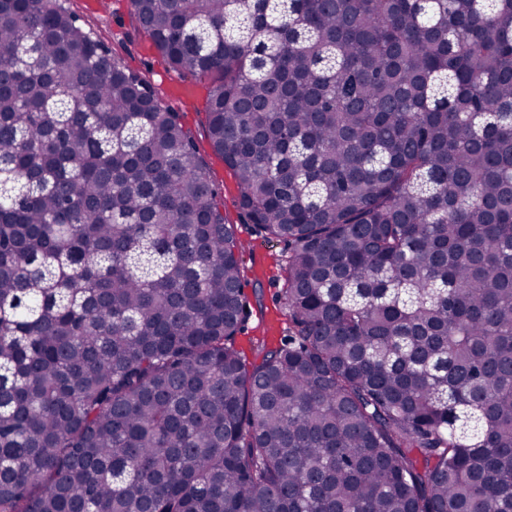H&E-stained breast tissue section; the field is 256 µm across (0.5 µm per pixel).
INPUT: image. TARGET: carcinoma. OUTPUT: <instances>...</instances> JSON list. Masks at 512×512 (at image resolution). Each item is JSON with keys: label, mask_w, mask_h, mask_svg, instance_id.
Listing matches in <instances>:
<instances>
[{"label": "carcinoma", "mask_w": 512, "mask_h": 512, "mask_svg": "<svg viewBox=\"0 0 512 512\" xmlns=\"http://www.w3.org/2000/svg\"><path fill=\"white\" fill-rule=\"evenodd\" d=\"M288 245L246 364L193 132L0 0V512H512V0H130Z\"/></svg>", "instance_id": "carcinoma-1"}]
</instances>
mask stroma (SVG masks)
Returning <instances> with one entry per match:
<instances>
[{"label":"stroma","instance_id":"obj_1","mask_svg":"<svg viewBox=\"0 0 512 512\" xmlns=\"http://www.w3.org/2000/svg\"><path fill=\"white\" fill-rule=\"evenodd\" d=\"M69 6L81 19L99 26L116 58L130 69L150 76L165 101L180 112L185 126L193 131L220 190L227 222L234 224L240 241L250 244L240 255L248 316L235 345L247 362H257L260 346H276L288 334V317L278 300L287 248L284 243L265 238L256 225L247 223L239 208L234 174L212 150L205 130L208 80L168 69L147 35L127 40L126 34L131 29L129 0H112L106 12L100 10L98 0H69Z\"/></svg>","mask_w":512,"mask_h":512}]
</instances>
